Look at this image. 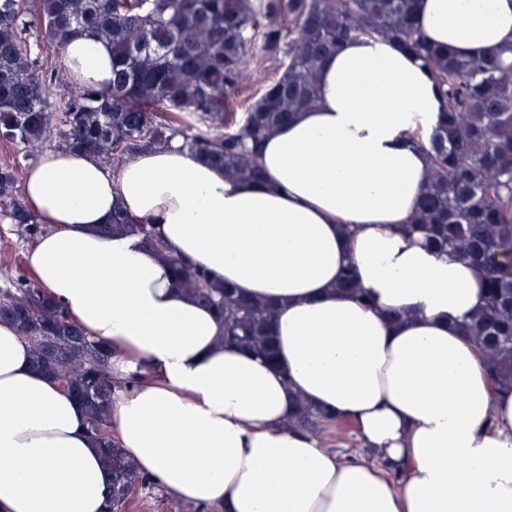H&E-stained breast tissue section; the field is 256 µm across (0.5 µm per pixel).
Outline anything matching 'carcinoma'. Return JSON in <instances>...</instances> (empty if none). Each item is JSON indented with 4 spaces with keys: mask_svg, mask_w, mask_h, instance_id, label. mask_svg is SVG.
Masks as SVG:
<instances>
[{
    "mask_svg": "<svg viewBox=\"0 0 512 512\" xmlns=\"http://www.w3.org/2000/svg\"><path fill=\"white\" fill-rule=\"evenodd\" d=\"M415 0H0V140L26 158L56 141L121 165L143 147L171 138L236 180L263 179L264 138L318 101L324 58L346 39L387 38L415 52L445 102L427 141L431 173L410 231L441 254L475 266L484 279L482 310L459 324L483 353L491 379L512 387V48L460 57L435 50L414 28ZM40 35L30 40V29ZM112 53L108 89L50 86L64 79L62 52L80 36ZM279 56L280 73L241 117L226 111L255 36ZM17 164L0 167V204L29 236L38 219L16 198ZM103 230L142 234L146 225L117 213ZM177 283L224 318V341L273 357L272 308L206 271L176 265ZM30 346L33 367L53 377L87 411L109 477L108 512L151 482L115 448L108 430L112 350L93 340L44 289L20 277L0 288V322ZM339 421L309 404L294 419L313 431Z\"/></svg>",
    "mask_w": 512,
    "mask_h": 512,
    "instance_id": "obj_1",
    "label": "carcinoma"
}]
</instances>
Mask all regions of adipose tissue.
I'll list each match as a JSON object with an SVG mask.
<instances>
[{
    "instance_id": "obj_1",
    "label": "adipose tissue",
    "mask_w": 512,
    "mask_h": 512,
    "mask_svg": "<svg viewBox=\"0 0 512 512\" xmlns=\"http://www.w3.org/2000/svg\"><path fill=\"white\" fill-rule=\"evenodd\" d=\"M425 41L457 55L512 45V0H416ZM71 80L106 89L107 48L73 39ZM443 110L429 69L388 39L342 42L319 99L267 138L262 182L179 140L120 169L50 149L22 199L42 230L27 260L85 332L112 348L109 430L175 500L220 512H512V387L458 320L483 303L473 265L409 233L431 166L411 141ZM163 242L105 234L114 211ZM273 305L277 363L222 345L224 324L173 264ZM359 292L339 290L347 265ZM402 313L391 321L389 312ZM135 383H128L129 374ZM351 420L371 458L339 459L288 426L297 399ZM68 392L0 324V512H104L101 450Z\"/></svg>"
}]
</instances>
